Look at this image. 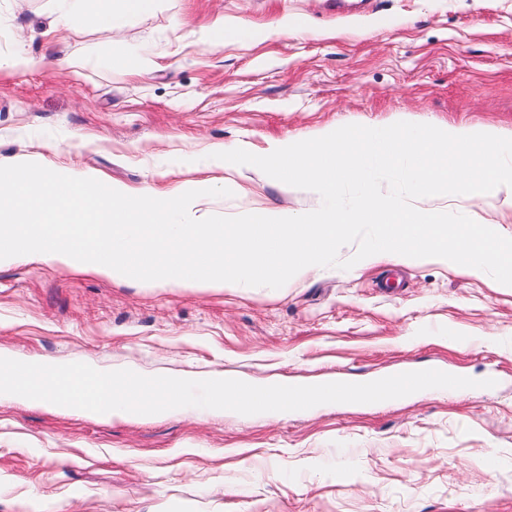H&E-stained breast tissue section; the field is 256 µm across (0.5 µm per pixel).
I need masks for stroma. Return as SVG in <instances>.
Segmentation results:
<instances>
[{
    "instance_id": "1",
    "label": "stroma",
    "mask_w": 512,
    "mask_h": 512,
    "mask_svg": "<svg viewBox=\"0 0 512 512\" xmlns=\"http://www.w3.org/2000/svg\"><path fill=\"white\" fill-rule=\"evenodd\" d=\"M121 7L93 0L60 31L52 0H0V60H46L0 69V164L33 156L130 187L230 181L203 216L297 214L320 196L224 170L212 147L399 121L512 134V0H159L133 20ZM287 18L300 34H277ZM220 21L256 36L211 46L201 34ZM458 211L512 238L501 198ZM0 350L259 382L428 365L498 377L271 416L120 422L0 400V512H512V288L487 274L368 259L278 289L191 288L22 260L0 268Z\"/></svg>"
}]
</instances>
